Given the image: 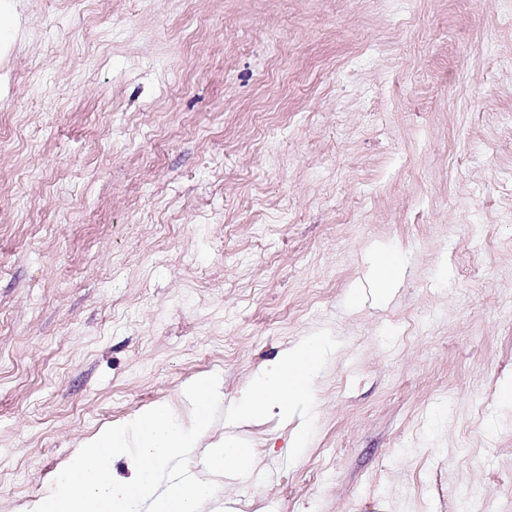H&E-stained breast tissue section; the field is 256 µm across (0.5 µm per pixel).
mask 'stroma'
Wrapping results in <instances>:
<instances>
[{"label": "stroma", "mask_w": 512, "mask_h": 512, "mask_svg": "<svg viewBox=\"0 0 512 512\" xmlns=\"http://www.w3.org/2000/svg\"><path fill=\"white\" fill-rule=\"evenodd\" d=\"M0 512L309 334L212 512H512V0H0ZM398 252L383 294L368 271ZM379 264L384 271L381 288L386 292L390 291L391 288H397L403 278V269L399 258L386 250L380 254Z\"/></svg>", "instance_id": "35a3bbf8"}]
</instances>
